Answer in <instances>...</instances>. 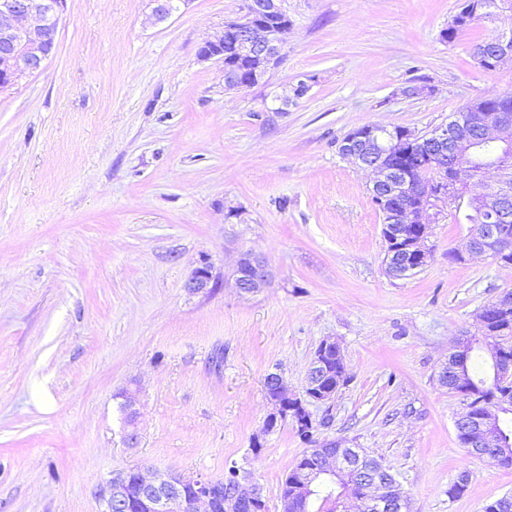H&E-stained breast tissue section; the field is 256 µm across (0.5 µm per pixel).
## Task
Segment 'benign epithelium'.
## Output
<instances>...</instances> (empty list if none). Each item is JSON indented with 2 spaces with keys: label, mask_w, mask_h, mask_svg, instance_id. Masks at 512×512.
Returning <instances> with one entry per match:
<instances>
[{
  "label": "benign epithelium",
  "mask_w": 512,
  "mask_h": 512,
  "mask_svg": "<svg viewBox=\"0 0 512 512\" xmlns=\"http://www.w3.org/2000/svg\"><path fill=\"white\" fill-rule=\"evenodd\" d=\"M65 8L66 0H0V92L22 76L41 69L54 55ZM231 22L237 32L233 43L236 55L281 58L284 35L290 29L284 0H245L240 13ZM475 58L480 63L489 61L498 67L511 62L512 34L499 35L476 51ZM417 141L430 155L448 160L434 190L427 182L411 184L391 170L378 172L375 158L384 149V143L373 134L352 136L344 142V147L347 152L362 156L363 166L377 172L373 188L383 184L394 196L406 190L423 199L428 208H437L464 195L468 180L497 170V163L512 156V113L498 112L493 117L477 114L462 121L441 124ZM469 202L483 214L484 225L474 227L465 247L455 249L454 253L463 259L485 255L497 261L509 250L512 237L496 229L489 235L487 226L512 223V191L498 183L488 192L470 198ZM384 223L410 226L412 235L417 237V256H423L427 249L428 225L421 221V216L405 209L401 213L386 214ZM386 264L391 275L402 277L409 261L404 250L389 249ZM268 280V270L260 257L246 254L239 260L235 283L240 291L257 292L267 285ZM217 285L219 282L207 264L197 266L187 282L188 290L194 293H208ZM319 349L321 352L314 353L311 359L304 396L290 393L279 374L266 376V399L271 412L263 433H270L280 422L296 420L298 413L304 416V423L313 426L306 404L326 402L325 391L321 389L326 365L320 353L336 350V343L324 340ZM121 398L124 419L132 427L127 433V441L134 445L137 443L134 430L136 396L125 391ZM460 422L474 428L479 435L474 454L496 455L494 420H473L466 414ZM313 452V466L291 485V492L281 498V512H296L300 503L309 499L313 483L320 477L330 482L346 481L354 491L359 512H403L405 498L402 490L396 487L397 480L388 477L389 471L380 463L365 466L361 449L315 448ZM93 494L102 504V512H123L133 504L140 507V512H264L262 489L247 477L234 488L222 492L213 479L177 473H155L148 478L139 472L128 471L112 475L98 485Z\"/></svg>",
  "instance_id": "1"
}]
</instances>
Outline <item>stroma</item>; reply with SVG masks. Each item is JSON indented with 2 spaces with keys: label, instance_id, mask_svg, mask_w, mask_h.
Instances as JSON below:
<instances>
[{
  "label": "stroma",
  "instance_id": "1",
  "mask_svg": "<svg viewBox=\"0 0 512 512\" xmlns=\"http://www.w3.org/2000/svg\"><path fill=\"white\" fill-rule=\"evenodd\" d=\"M461 2L287 0L281 62L228 92L199 51L242 0H189L157 25L149 0H67L53 57L0 93V512H100L92 489L112 474L232 466L280 512L307 446L288 421L262 434L265 379L302 392L325 339L350 380L309 404L316 444L381 459L409 512L512 494L511 468L460 446L466 405L439 380L456 338L512 292V265L449 262L469 227L430 211L427 265L389 276L373 174L338 152L360 126L424 135L512 91V64L472 56L512 31V10L441 41ZM299 76L307 96L264 111ZM410 82L424 93L402 96ZM248 252L269 282L246 294L233 272ZM204 262L223 285L189 292Z\"/></svg>",
  "mask_w": 512,
  "mask_h": 512
}]
</instances>
